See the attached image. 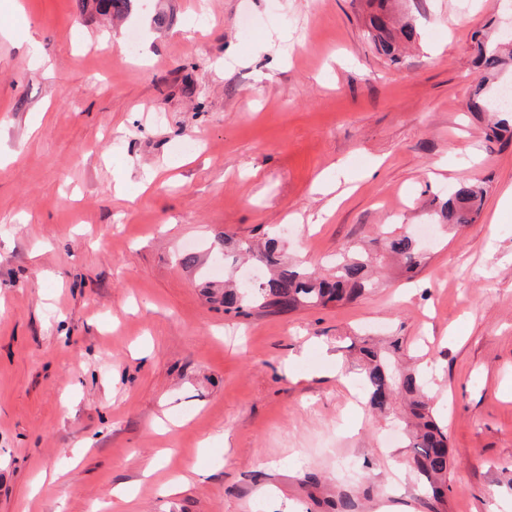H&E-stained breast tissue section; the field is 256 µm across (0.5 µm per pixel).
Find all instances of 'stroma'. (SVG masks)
I'll return each mask as SVG.
<instances>
[{"label": "stroma", "instance_id": "1", "mask_svg": "<svg viewBox=\"0 0 512 512\" xmlns=\"http://www.w3.org/2000/svg\"><path fill=\"white\" fill-rule=\"evenodd\" d=\"M398 9L419 38L394 65L364 0H134L114 22L0 0V512H512V142L467 109L471 46L512 0ZM462 183L486 190L476 223L356 300L209 299L235 272L219 235L278 232L322 270ZM390 336L448 430L439 506L339 372Z\"/></svg>", "mask_w": 512, "mask_h": 512}]
</instances>
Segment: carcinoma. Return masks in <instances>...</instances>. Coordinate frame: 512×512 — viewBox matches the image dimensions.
I'll return each mask as SVG.
<instances>
[{
    "label": "carcinoma",
    "instance_id": "carcinoma-1",
    "mask_svg": "<svg viewBox=\"0 0 512 512\" xmlns=\"http://www.w3.org/2000/svg\"><path fill=\"white\" fill-rule=\"evenodd\" d=\"M83 8L110 18H123L131 11L132 0H81ZM369 36L378 53L396 62L405 46L413 41L415 27L405 22L392 23L394 0H367ZM476 64L480 78L470 96V108L491 112L495 120L489 125L487 137L501 141L512 139V113L502 112L497 100L488 91V84L512 66V43L508 41H477ZM486 191L479 185H462L439 203L436 214L446 224L461 227L472 224L480 214ZM224 250H237L245 258L264 267L268 276L246 287L241 283L224 286V314L239 318L252 312H290L301 307L326 306L351 302L372 289V268L383 257L360 251H349L336 261V271L328 277H317L298 265L289 263L278 239L270 238L254 248L247 242H234L224 237ZM386 252L400 265L411 270L420 265L423 253L417 240L404 232L387 238ZM404 350L403 340L393 337L383 347L363 344L359 347L360 381L369 406L386 414L401 401L405 404L402 423L408 434L412 458L409 468L417 485L425 488L436 503H443L448 487V435L436 419L437 408L429 393L428 376L418 368L399 364Z\"/></svg>",
    "mask_w": 512,
    "mask_h": 512
}]
</instances>
